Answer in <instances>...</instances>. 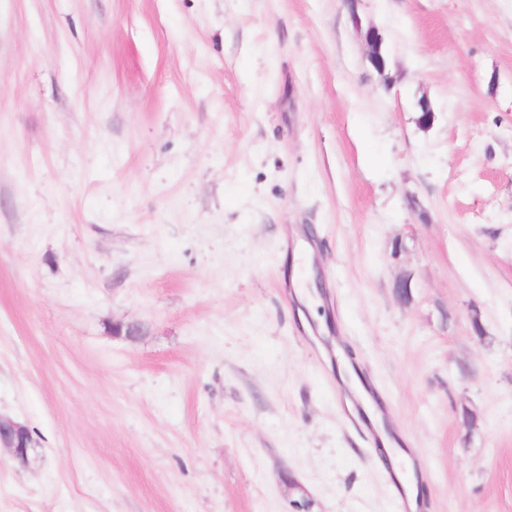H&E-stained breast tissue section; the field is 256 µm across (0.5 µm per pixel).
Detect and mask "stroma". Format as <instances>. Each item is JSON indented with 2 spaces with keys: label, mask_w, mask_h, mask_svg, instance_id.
<instances>
[{
  "label": "stroma",
  "mask_w": 512,
  "mask_h": 512,
  "mask_svg": "<svg viewBox=\"0 0 512 512\" xmlns=\"http://www.w3.org/2000/svg\"><path fill=\"white\" fill-rule=\"evenodd\" d=\"M340 349L512 512V0H0V512H393ZM365 41L368 47V57L372 66L380 73L385 70V57L381 52L383 38L374 28H369L365 33ZM0 445L7 448L21 464L28 461L32 438L26 426L8 418H0Z\"/></svg>",
  "instance_id": "35a3bbf8"
}]
</instances>
